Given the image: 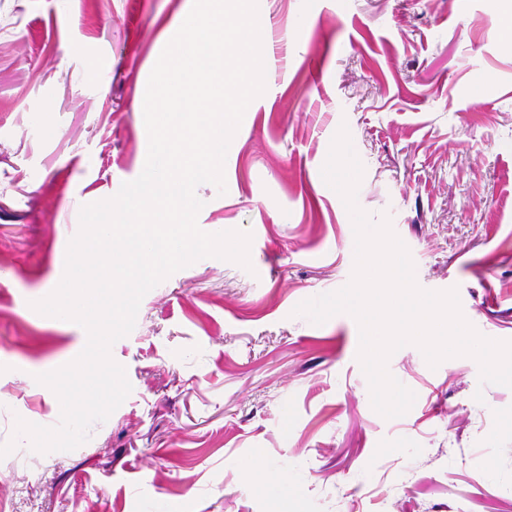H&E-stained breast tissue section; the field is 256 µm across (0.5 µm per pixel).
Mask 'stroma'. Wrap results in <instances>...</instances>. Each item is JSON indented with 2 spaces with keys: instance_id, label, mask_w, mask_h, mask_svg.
Wrapping results in <instances>:
<instances>
[{
  "instance_id": "1",
  "label": "stroma",
  "mask_w": 512,
  "mask_h": 512,
  "mask_svg": "<svg viewBox=\"0 0 512 512\" xmlns=\"http://www.w3.org/2000/svg\"><path fill=\"white\" fill-rule=\"evenodd\" d=\"M193 0H0V445L56 425L36 375L85 330L30 303L60 282L82 205L138 177L140 106ZM266 90L198 186L208 233L250 231L251 269L208 257L143 298L111 347L132 391L73 451L0 459V512H512V388L466 356L388 360L416 400L370 402L359 329L293 316L340 289L355 237L321 168L347 126L359 207L388 215L418 285L456 289L482 335L512 340V0H258Z\"/></svg>"
}]
</instances>
